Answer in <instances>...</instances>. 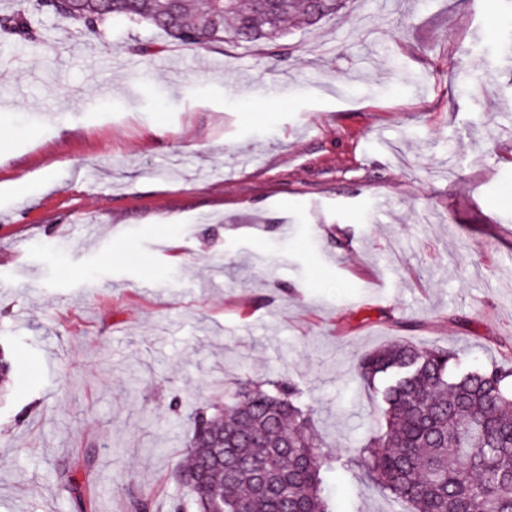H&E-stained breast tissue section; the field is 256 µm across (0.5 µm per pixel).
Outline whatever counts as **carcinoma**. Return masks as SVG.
<instances>
[{"mask_svg": "<svg viewBox=\"0 0 512 512\" xmlns=\"http://www.w3.org/2000/svg\"><path fill=\"white\" fill-rule=\"evenodd\" d=\"M342 0H22L0 30L27 34L29 16L50 12L78 33L99 34L114 17L147 22L172 40L206 48L229 38L262 45L278 67L288 20L314 24ZM450 350L400 343L362 356V382L385 421L354 458L402 512H512V359L461 372ZM301 392L286 380L237 382L232 397L193 417L178 481L197 512H329L321 488L328 458ZM73 512H95L65 468Z\"/></svg>", "mask_w": 512, "mask_h": 512, "instance_id": "obj_1", "label": "carcinoma"}]
</instances>
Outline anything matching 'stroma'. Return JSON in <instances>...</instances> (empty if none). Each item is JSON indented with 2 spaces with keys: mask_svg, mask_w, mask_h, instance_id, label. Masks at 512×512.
Returning <instances> with one entry per match:
<instances>
[{
  "mask_svg": "<svg viewBox=\"0 0 512 512\" xmlns=\"http://www.w3.org/2000/svg\"><path fill=\"white\" fill-rule=\"evenodd\" d=\"M32 30L0 33V182L27 185L0 197V512H71V465L96 512H195L190 418L238 380H288L344 457L368 351H512V0H345L274 70L124 18ZM323 477L332 512H398L362 466Z\"/></svg>",
  "mask_w": 512,
  "mask_h": 512,
  "instance_id": "stroma-1",
  "label": "stroma"
}]
</instances>
